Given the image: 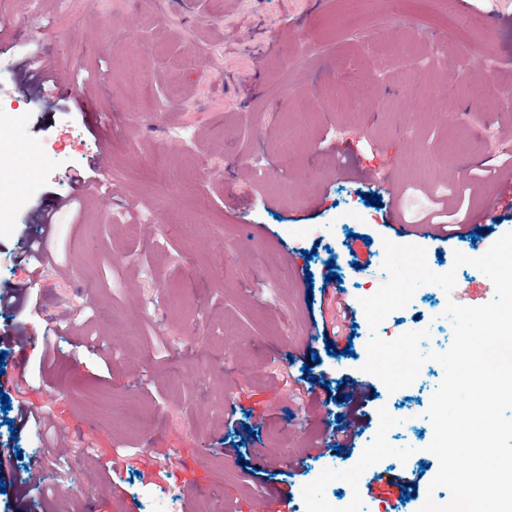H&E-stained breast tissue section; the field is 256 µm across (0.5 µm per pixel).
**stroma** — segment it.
I'll use <instances>...</instances> for the list:
<instances>
[{
	"label": "stroma",
	"mask_w": 512,
	"mask_h": 512,
	"mask_svg": "<svg viewBox=\"0 0 512 512\" xmlns=\"http://www.w3.org/2000/svg\"><path fill=\"white\" fill-rule=\"evenodd\" d=\"M0 25L12 38L0 56V282L25 276L31 209L68 195L99 148L112 178L111 198L57 229L33 302L0 314V332L20 326L38 344L0 360V512H53L54 500L17 496L36 459L67 470L70 512H250L282 493L292 512H391L367 491L382 472L429 490L426 412L443 378L432 361L396 392L374 381L354 447L304 453L354 409L345 382L363 379L371 333L429 329L425 353L452 344L436 286L370 330L359 300L385 281L383 243L398 234L365 175L394 169L418 212L422 188L497 154L512 130L500 109L512 94V0H205L201 11L194 0H0ZM32 50L78 82L48 101L20 96ZM479 56L483 69L459 77V62ZM61 130L80 150L57 142ZM328 141L346 148L345 167ZM496 191L471 199L476 242L421 241L432 271L469 283L470 307L492 301L494 285L454 254L512 231ZM351 234L370 247L349 254ZM331 270L355 313L345 356L322 337ZM307 371L331 403L280 396L281 375ZM23 399L46 426L12 427ZM152 448L180 453L171 478L143 476ZM270 450L281 465L253 477Z\"/></svg>",
	"instance_id": "obj_1"
}]
</instances>
